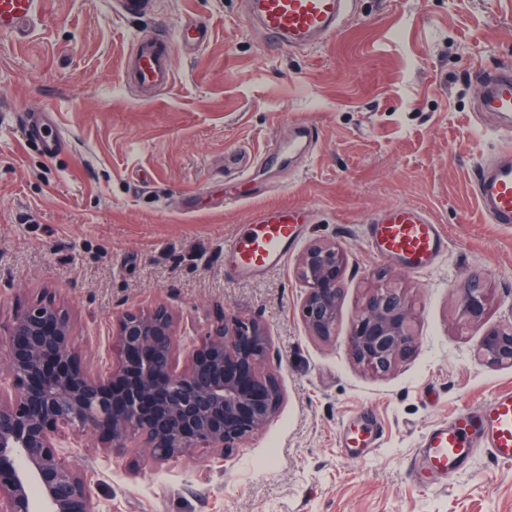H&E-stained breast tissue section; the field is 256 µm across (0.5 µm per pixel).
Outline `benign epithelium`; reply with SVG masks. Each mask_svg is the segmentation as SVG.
<instances>
[{"mask_svg": "<svg viewBox=\"0 0 512 512\" xmlns=\"http://www.w3.org/2000/svg\"><path fill=\"white\" fill-rule=\"evenodd\" d=\"M346 257L312 244L301 255V316L309 335H335ZM484 284L472 280L460 300L468 324L483 319ZM119 360L105 375L82 365L69 312L54 301L17 311L0 359V512H94L89 485L64 449L91 433L106 448H143L156 460L190 449L231 451L261 430L282 403L278 376L263 370L267 328L224 316L192 344L178 367L175 319L163 304L130 309L114 324ZM413 318L401 289L382 284L354 315L353 358L376 374L390 372L415 347ZM479 354L512 367V325L485 332Z\"/></svg>", "mask_w": 512, "mask_h": 512, "instance_id": "7a95c632", "label": "benign epithelium"}]
</instances>
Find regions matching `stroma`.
<instances>
[{
    "instance_id": "stroma-1",
    "label": "stroma",
    "mask_w": 512,
    "mask_h": 512,
    "mask_svg": "<svg viewBox=\"0 0 512 512\" xmlns=\"http://www.w3.org/2000/svg\"><path fill=\"white\" fill-rule=\"evenodd\" d=\"M170 29L202 18L210 39L171 50L175 81L155 97L128 92L124 61L140 22L111 0H42L25 40L0 37V328L24 305L54 300L93 374L118 360L113 323L164 304L179 359L226 314L266 324L283 402L240 448L157 462L96 440L65 458L86 478L95 512H512V465L483 450L454 478L406 473L435 424L512 387V367L479 356L485 330L512 323V226L491 223L474 171L512 146L496 115L474 109L475 73L512 63V0H357L327 44L267 52L237 0H155ZM51 110L66 139L56 156L25 141L19 121ZM308 156L263 154L296 124ZM228 196L235 205H225ZM412 204L448 234L428 271L368 248L380 209ZM273 206L312 214L284 263L229 278L224 250L251 215ZM347 259L336 334L308 335L299 259L312 243ZM383 273L402 288L416 346L389 373L359 364L350 323ZM482 280L490 305L467 326L459 299ZM349 425L372 451L347 452Z\"/></svg>"
}]
</instances>
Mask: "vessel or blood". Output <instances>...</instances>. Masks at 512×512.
I'll use <instances>...</instances> for the list:
<instances>
[{"instance_id":"b4317fda","label":"vessel or blood","mask_w":512,"mask_h":512,"mask_svg":"<svg viewBox=\"0 0 512 512\" xmlns=\"http://www.w3.org/2000/svg\"><path fill=\"white\" fill-rule=\"evenodd\" d=\"M355 0H239L242 12L271 51H304L333 39L341 31ZM117 11L142 19L155 14L152 0H114ZM39 14V0H0V35L26 36ZM209 37L207 26L189 17L177 33L161 25L147 28L138 48L125 62V80L142 97L166 90L175 80L170 63L172 42L201 45ZM479 85L477 109L481 112H512V65L501 64L475 74ZM25 137L39 143L51 156L65 144L63 137L45 130L43 123L29 121ZM475 192L482 213L495 224H512V149H502L475 171ZM309 211L300 206L258 211L242 237L231 241L234 272L259 274L281 263L297 244ZM367 243L376 254L404 269L424 272L448 248L442 225L421 207L400 204L380 211L367 228ZM421 454L407 465L412 480L432 471L453 478L483 448L496 461L512 464V391L495 393L484 403L464 409L433 426L423 436Z\"/></svg>"}]
</instances>
